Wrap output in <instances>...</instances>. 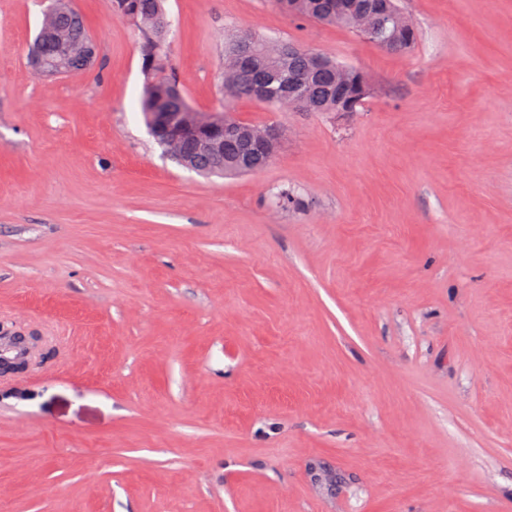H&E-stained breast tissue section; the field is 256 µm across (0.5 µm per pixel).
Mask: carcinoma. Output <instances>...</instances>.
Returning <instances> with one entry per match:
<instances>
[{
	"instance_id": "1",
	"label": "carcinoma",
	"mask_w": 512,
	"mask_h": 512,
	"mask_svg": "<svg viewBox=\"0 0 512 512\" xmlns=\"http://www.w3.org/2000/svg\"><path fill=\"white\" fill-rule=\"evenodd\" d=\"M166 0H112L115 15L135 30L142 53L144 74L140 111L149 122L154 112H193L169 63L171 34L162 25L167 14ZM275 4L290 18H301L321 24H339L356 34L361 31L355 19L339 0H275ZM389 13L394 20L375 16L371 22L382 27V37L388 40L385 49L392 53H408L418 41V32L404 15L397 0H389ZM248 44L253 54L243 59L241 45ZM343 70L356 74L359 69L340 63L332 56L286 39L233 32L224 40V70L222 92L224 111L239 99H254V90L265 86L269 93L261 104L272 111H288V81L305 78L303 92L316 104L317 112H339L344 102L337 99L336 75ZM234 134H224V157L207 160L201 174L226 176L259 172L272 162L265 153L249 156L240 150L241 140L253 124L237 120Z\"/></svg>"
}]
</instances>
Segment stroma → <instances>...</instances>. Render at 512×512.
I'll list each match as a JSON object with an SVG mask.
<instances>
[{"mask_svg":"<svg viewBox=\"0 0 512 512\" xmlns=\"http://www.w3.org/2000/svg\"><path fill=\"white\" fill-rule=\"evenodd\" d=\"M41 76V0H0V512H512V0H400L395 54L273 0H167L189 102L250 28L359 68L360 112L279 127L263 171L155 144L133 28ZM292 198L283 204L281 190ZM0 340H4L5 343L10 344L21 342L25 346V355L21 359L6 360L2 357L0 358V377L25 373L36 366L32 356V349L39 341V336H33V334L31 336H27L23 332L15 331L13 332V336H0Z\"/></svg>","mask_w":512,"mask_h":512,"instance_id":"1","label":"stroma"}]
</instances>
